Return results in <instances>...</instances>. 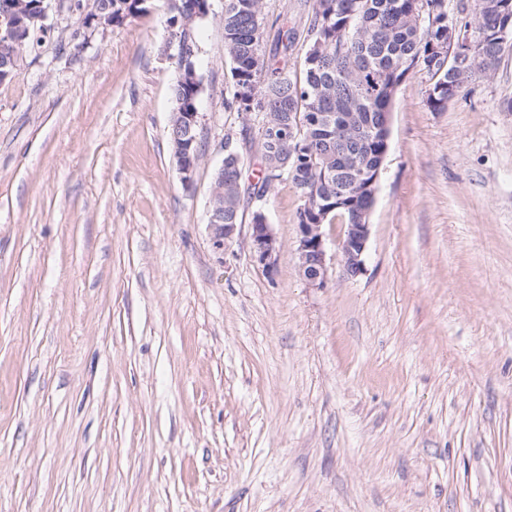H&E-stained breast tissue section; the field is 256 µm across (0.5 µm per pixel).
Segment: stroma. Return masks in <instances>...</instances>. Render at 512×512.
I'll return each instance as SVG.
<instances>
[{
	"instance_id": "stroma-1",
	"label": "stroma",
	"mask_w": 512,
	"mask_h": 512,
	"mask_svg": "<svg viewBox=\"0 0 512 512\" xmlns=\"http://www.w3.org/2000/svg\"><path fill=\"white\" fill-rule=\"evenodd\" d=\"M47 0L0 83V512H512V51L431 111L391 107L365 269L297 267L289 178L216 250L225 151L256 182L258 116L230 108L224 0L198 28L202 156L169 137L170 0L108 28ZM312 0H263L302 77ZM251 217L255 219L248 224L250 226L247 241L249 251L258 264L267 271H272L279 250L278 238L261 207H256Z\"/></svg>"
}]
</instances>
